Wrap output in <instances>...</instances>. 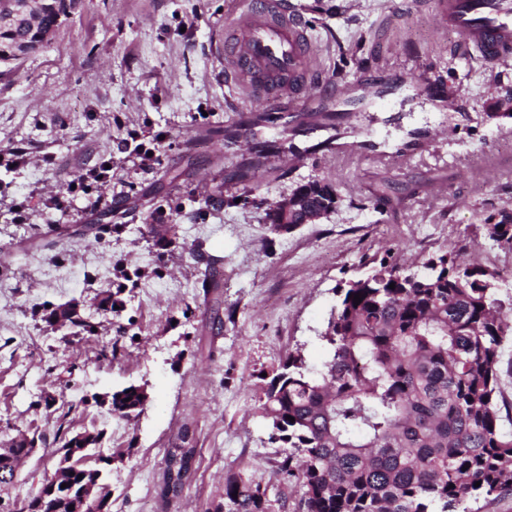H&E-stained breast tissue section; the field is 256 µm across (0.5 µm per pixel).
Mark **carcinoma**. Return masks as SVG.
I'll list each match as a JSON object with an SVG mask.
<instances>
[{"label": "carcinoma", "mask_w": 512, "mask_h": 512, "mask_svg": "<svg viewBox=\"0 0 512 512\" xmlns=\"http://www.w3.org/2000/svg\"><path fill=\"white\" fill-rule=\"evenodd\" d=\"M74 2L49 0L0 28V45L46 41ZM315 184L312 206L336 201L332 183ZM487 230L512 250V217ZM361 265L365 273L336 286L323 368L314 373L290 354L261 387L269 441L283 449L278 471L298 498L231 472L217 512H478L480 499L512 491V433L498 407L512 298L498 296L497 273L451 253L414 271L387 256ZM147 400L145 388L131 385L112 393L109 411L129 419ZM27 452H0L1 492L14 484L11 459ZM102 480L100 470L63 456L49 480L60 496L46 512H82L83 494Z\"/></svg>", "instance_id": "cac0c4a2"}]
</instances>
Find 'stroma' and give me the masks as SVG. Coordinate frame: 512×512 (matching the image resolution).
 I'll list each match as a JSON object with an SVG mask.
<instances>
[{
  "instance_id": "obj_1",
  "label": "stroma",
  "mask_w": 512,
  "mask_h": 512,
  "mask_svg": "<svg viewBox=\"0 0 512 512\" xmlns=\"http://www.w3.org/2000/svg\"><path fill=\"white\" fill-rule=\"evenodd\" d=\"M236 2L77 0L38 51L0 63V148L29 153L0 169V448L37 440L13 500L51 480L63 438L93 431L103 438L87 464L111 512H214L238 470L280 484L262 377L291 353L321 369L335 288L362 256L414 270L447 252L497 270L512 261L484 225L512 212V63L458 54L426 0H291L331 86L300 126L225 83L216 40ZM420 73L435 93L415 88ZM131 130L145 143L164 134L153 171L127 160ZM106 158L103 206H45ZM322 178L340 196L326 218L270 227L276 202ZM121 283L116 315L104 298ZM61 304L90 330L47 322ZM129 385L148 401L115 418L107 398ZM171 448L196 454L167 498Z\"/></svg>"
}]
</instances>
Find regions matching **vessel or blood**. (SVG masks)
Listing matches in <instances>:
<instances>
[{"label": "vessel or blood", "instance_id": "obj_1", "mask_svg": "<svg viewBox=\"0 0 512 512\" xmlns=\"http://www.w3.org/2000/svg\"><path fill=\"white\" fill-rule=\"evenodd\" d=\"M436 15L477 60L512 62V0H437ZM309 47L305 25L284 0H242L224 38V78L246 89L253 102L276 110L319 85L308 64Z\"/></svg>", "mask_w": 512, "mask_h": 512}]
</instances>
